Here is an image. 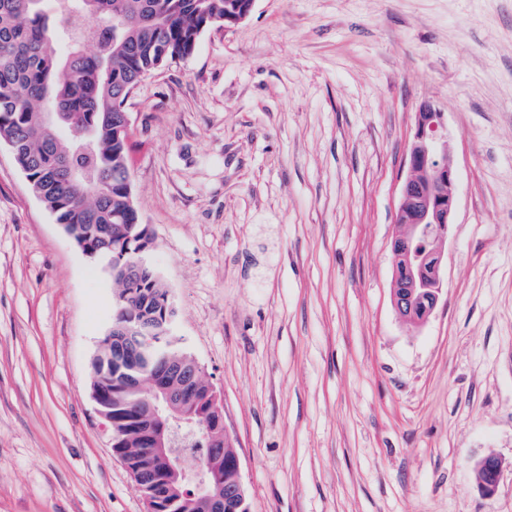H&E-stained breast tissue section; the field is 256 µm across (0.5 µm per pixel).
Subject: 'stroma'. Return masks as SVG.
<instances>
[{
	"label": "stroma",
	"instance_id": "1",
	"mask_svg": "<svg viewBox=\"0 0 512 512\" xmlns=\"http://www.w3.org/2000/svg\"><path fill=\"white\" fill-rule=\"evenodd\" d=\"M426 103L457 206L415 327L391 239ZM127 110L151 261L251 512H512V0H256ZM114 292L0 143V512H146L91 396ZM410 276L411 275L409 272H406L403 268H400L398 270L397 277H396L397 284H399V285L404 284L405 282H407L410 279ZM397 284H396V282L394 284L393 295H392V304H393V307H394L395 311L397 312V314L401 318L404 319L403 312H404V307H405V301L409 302L408 311L411 313V311H412L411 303L416 298L417 289L420 286V279L417 280L416 277L414 279H412V288H411V290H409V294L406 296L405 300H401V298L397 294V288H398ZM502 463L493 455H488L477 462L475 467L479 476L478 485L487 494L495 491L501 474Z\"/></svg>",
	"mask_w": 512,
	"mask_h": 512
}]
</instances>
